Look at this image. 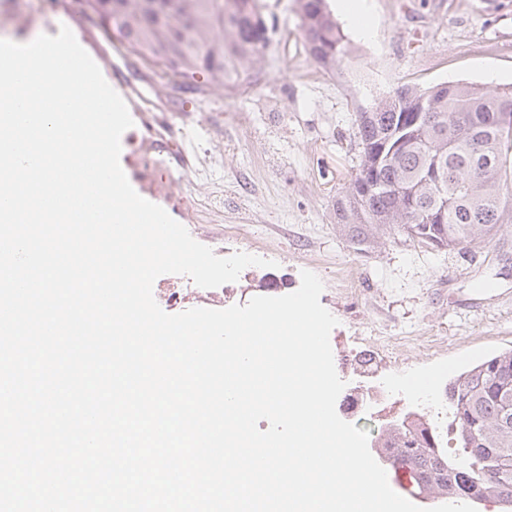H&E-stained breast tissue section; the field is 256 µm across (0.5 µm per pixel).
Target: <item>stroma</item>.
Returning a JSON list of instances; mask_svg holds the SVG:
<instances>
[{"label": "stroma", "instance_id": "1", "mask_svg": "<svg viewBox=\"0 0 512 512\" xmlns=\"http://www.w3.org/2000/svg\"><path fill=\"white\" fill-rule=\"evenodd\" d=\"M261 4L267 45L227 64L220 82L144 65L106 39L79 0L0 6V39L21 43L67 26L80 45L96 39L140 89L152 140L134 124L120 155L135 191L216 255L231 242L274 262L244 270L225 306L266 295L271 282L278 295L294 292L301 271H312L338 320L330 345L339 377L351 381L365 351L375 379L404 389L426 380L442 402L450 376L512 349V227L462 251L386 236L359 254L336 230L334 203L359 165L357 104L404 84L512 85V0H369L368 39L328 0L348 37L331 73L304 48L298 0ZM188 137L194 151L184 163L178 148Z\"/></svg>", "mask_w": 512, "mask_h": 512}]
</instances>
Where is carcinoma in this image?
<instances>
[{
	"label": "carcinoma",
	"instance_id": "carcinoma-1",
	"mask_svg": "<svg viewBox=\"0 0 512 512\" xmlns=\"http://www.w3.org/2000/svg\"><path fill=\"white\" fill-rule=\"evenodd\" d=\"M103 34L143 63L177 73L224 76L226 47L246 55L267 42L248 0H87ZM305 49L326 72L346 53L347 36L326 0H299ZM424 112L432 121L413 122ZM360 163L336 201L337 228L357 253L384 235L437 250H463L512 224V85L468 82L428 89L404 85L357 108ZM380 184L367 205L363 178ZM443 399L458 425L457 457L440 446L424 416L386 427L382 453L424 468L422 491L450 503L493 499L512 512V350L451 377Z\"/></svg>",
	"mask_w": 512,
	"mask_h": 512
}]
</instances>
